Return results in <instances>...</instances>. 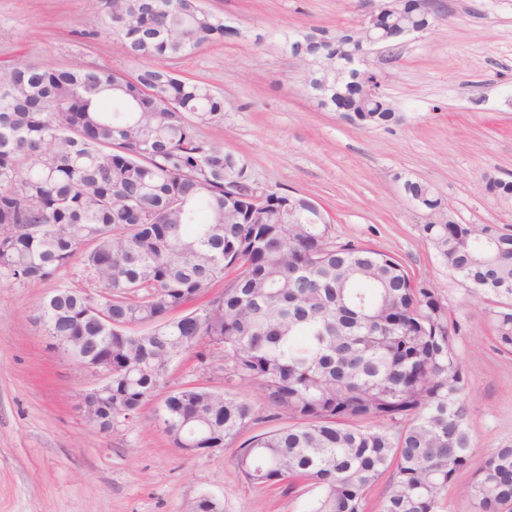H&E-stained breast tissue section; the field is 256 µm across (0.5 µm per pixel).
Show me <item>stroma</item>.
Here are the masks:
<instances>
[{
    "label": "stroma",
    "instance_id": "1",
    "mask_svg": "<svg viewBox=\"0 0 512 512\" xmlns=\"http://www.w3.org/2000/svg\"><path fill=\"white\" fill-rule=\"evenodd\" d=\"M200 4L242 36L164 62L224 98L223 120L199 126V137L242 156L262 186L317 203L337 241L399 259L459 321L455 352L468 369L477 449L449 487L444 512H471L461 486L490 452L512 446V353L496 347L492 298L442 265L403 184L430 185L458 223L512 230V201L486 190L489 179L512 177V0H435L430 31L407 37L393 55L373 54L398 119L369 129L309 98L302 66L285 49L303 34L359 28L368 0ZM17 63L128 74L138 67L114 41L100 0H0V65ZM58 286L91 283L76 265L35 288L0 280V512H189L203 494L224 512H305L315 495L309 483L255 487L234 475L230 451L186 456L156 426L152 408L99 432L76 408L91 375L50 347L37 319ZM190 385L223 389V362L191 353L174 363L164 390ZM233 390L254 412L248 435L285 425L256 382Z\"/></svg>",
    "mask_w": 512,
    "mask_h": 512
}]
</instances>
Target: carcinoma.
I'll list each match as a JSON object with an SVG mask.
<instances>
[{"label":"carcinoma","instance_id":"obj_1","mask_svg":"<svg viewBox=\"0 0 512 512\" xmlns=\"http://www.w3.org/2000/svg\"><path fill=\"white\" fill-rule=\"evenodd\" d=\"M104 8L135 75L0 66V279L37 287L81 266L95 290L56 288L39 319L112 364V423L138 416L170 365L204 346L229 364L225 388L164 397L155 416L174 447L232 448L253 414L230 388L251 380L288 425L233 448L238 479L300 477L317 489L306 512H363L386 475L382 512H440L475 452L458 321L396 258L336 241L329 224L288 223V196L257 185L261 206L236 198L231 185H252L229 165L242 157L196 132L223 119L224 97L155 61L238 29L199 0ZM317 102L358 113L362 128L396 117L349 71ZM403 188L443 207L425 183ZM487 190L509 200L512 180ZM422 230L448 270L494 298L497 348L512 351V233L471 236L451 217ZM218 279L203 308L170 317ZM466 495L472 512H512L511 446L486 457Z\"/></svg>","mask_w":512,"mask_h":512}]
</instances>
